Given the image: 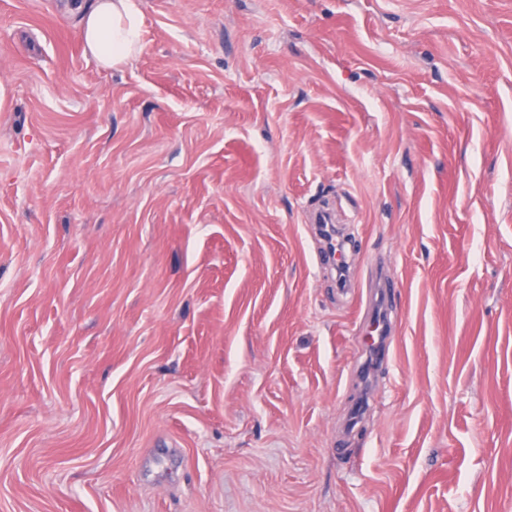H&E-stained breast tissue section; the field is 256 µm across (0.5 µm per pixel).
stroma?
I'll return each instance as SVG.
<instances>
[{
    "mask_svg": "<svg viewBox=\"0 0 512 512\" xmlns=\"http://www.w3.org/2000/svg\"><path fill=\"white\" fill-rule=\"evenodd\" d=\"M138 2L0 0V512H512V0ZM137 0H93L81 6L78 26L85 50L103 68H114L142 49V16Z\"/></svg>",
    "mask_w": 512,
    "mask_h": 512,
    "instance_id": "1",
    "label": "stroma"
}]
</instances>
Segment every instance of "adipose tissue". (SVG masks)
Wrapping results in <instances>:
<instances>
[{"label": "adipose tissue", "mask_w": 512, "mask_h": 512, "mask_svg": "<svg viewBox=\"0 0 512 512\" xmlns=\"http://www.w3.org/2000/svg\"><path fill=\"white\" fill-rule=\"evenodd\" d=\"M85 50L105 68H114L142 49V16L136 0H91L77 15Z\"/></svg>", "instance_id": "1"}]
</instances>
